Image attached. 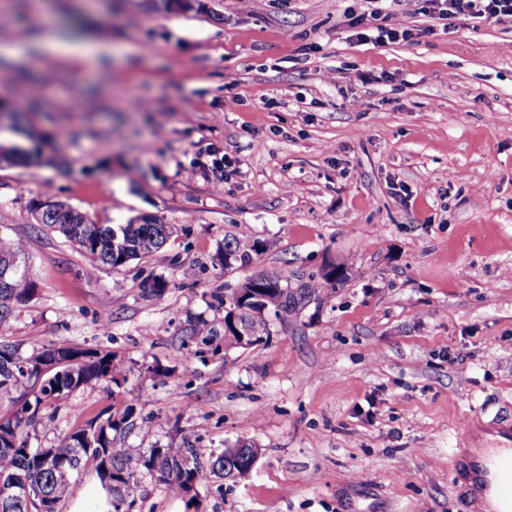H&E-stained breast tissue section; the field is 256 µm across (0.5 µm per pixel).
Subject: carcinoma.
I'll return each instance as SVG.
<instances>
[{
  "instance_id": "cac0c4a2",
  "label": "carcinoma",
  "mask_w": 512,
  "mask_h": 512,
  "mask_svg": "<svg viewBox=\"0 0 512 512\" xmlns=\"http://www.w3.org/2000/svg\"><path fill=\"white\" fill-rule=\"evenodd\" d=\"M44 202L49 207L39 213L37 223L62 234L82 255L99 266L119 268L136 259L161 251L172 234V226L152 218L142 224H93L72 206L62 201ZM121 230L117 248L110 243L112 229ZM257 252V242L237 238L224 243V257L247 262ZM25 255V245L0 233V324L7 322L13 307L35 295V283L23 271L5 272L9 262ZM255 281L265 288L257 300L246 293L224 311V342L240 345L238 328L246 324L261 336H270L266 312L278 316L292 313L308 299L320 294L323 283L335 284L329 276L324 282L311 281L292 290L287 279L275 271L261 272ZM122 371L112 353L84 349L67 340L52 343L41 353L25 356L19 345L0 340V394L20 393L19 405L0 412V512H59V504L69 491L68 476L83 466L95 469L103 489L112 497L113 508L124 505L129 510L138 488L137 475L145 472L176 495L185 496L189 486L206 485L222 493L224 465L234 477L244 478L250 470L237 461L224 459L197 446L198 439H185L133 457L129 449L117 446L112 432L122 430L132 417L126 409L119 418L103 425L89 423L60 440L53 448L29 446L27 428L42 424L39 411L48 402L66 400L81 386L93 382H117ZM27 486L41 496L24 498L18 489Z\"/></svg>"
}]
</instances>
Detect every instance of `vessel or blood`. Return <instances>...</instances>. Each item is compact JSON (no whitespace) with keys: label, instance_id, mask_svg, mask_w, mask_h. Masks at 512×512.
Segmentation results:
<instances>
[{"label":"vessel or blood","instance_id":"vessel-or-blood-1","mask_svg":"<svg viewBox=\"0 0 512 512\" xmlns=\"http://www.w3.org/2000/svg\"><path fill=\"white\" fill-rule=\"evenodd\" d=\"M496 447L476 448L454 458L452 489L462 505L483 512H512V428H496Z\"/></svg>","mask_w":512,"mask_h":512}]
</instances>
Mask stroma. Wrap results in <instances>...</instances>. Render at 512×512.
I'll use <instances>...</instances> for the list:
<instances>
[{"label": "stroma", "instance_id": "stroma-1", "mask_svg": "<svg viewBox=\"0 0 512 512\" xmlns=\"http://www.w3.org/2000/svg\"><path fill=\"white\" fill-rule=\"evenodd\" d=\"M421 6L392 0L391 24L415 35L373 47L348 39L360 0H0V44L28 48L0 56V110L20 115L0 145L46 158L0 166V222L37 284L0 336L125 368L45 406L31 447L129 408L116 441L135 456L186 433L259 450L192 505L140 476L132 512H480L454 497L452 451L464 425L512 422V19L443 28ZM46 35L108 40L112 58L48 63ZM213 148L230 162L219 187ZM49 193L97 224L173 233L99 266L37 224ZM244 234L258 255L225 264ZM338 267L332 298L225 346V292ZM153 278L169 287L144 296ZM109 508L95 472L72 476L62 512Z\"/></svg>", "mask_w": 512, "mask_h": 512}]
</instances>
